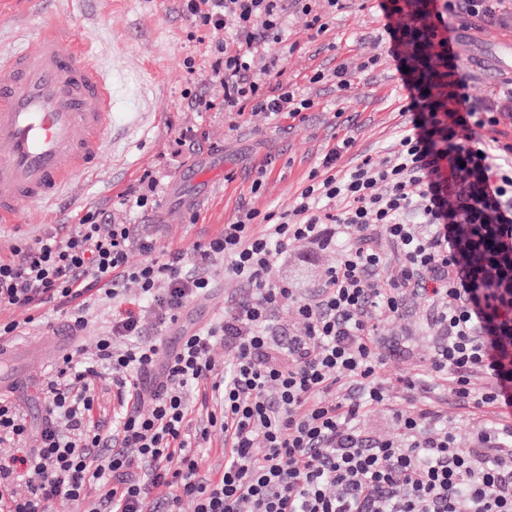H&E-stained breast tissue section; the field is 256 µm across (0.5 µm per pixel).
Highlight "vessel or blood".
<instances>
[{"instance_id":"b4317fda","label":"vessel or blood","mask_w":512,"mask_h":512,"mask_svg":"<svg viewBox=\"0 0 512 512\" xmlns=\"http://www.w3.org/2000/svg\"><path fill=\"white\" fill-rule=\"evenodd\" d=\"M116 86L90 45L55 29L0 51V223L25 203H56L98 170Z\"/></svg>"}]
</instances>
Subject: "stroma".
Here are the masks:
<instances>
[{
	"instance_id": "obj_1",
	"label": "stroma",
	"mask_w": 512,
	"mask_h": 512,
	"mask_svg": "<svg viewBox=\"0 0 512 512\" xmlns=\"http://www.w3.org/2000/svg\"><path fill=\"white\" fill-rule=\"evenodd\" d=\"M177 0H0V46L15 47L16 30L37 36L46 22L61 31L87 40L108 76L114 77L117 96L112 104V142L97 174L82 178L73 187V202L62 204L54 214L39 205L26 204L15 223L0 225V256L8 253L9 242L17 236H42L51 224H74L87 208L116 202L133 186L144 168H159L167 187L158 221L162 226L160 244L193 259L194 246L217 234L235 221L242 205L259 209L287 210L318 159L337 141L350 135L356 140L357 155L381 161L402 121L399 114L401 80L396 67L379 41L382 22L376 9L354 6L337 13L329 31L310 39L304 20L289 14V42L296 49L287 53L283 66L291 82L312 98L316 107L304 120L273 121L262 113L198 112L188 103L186 62L207 68L204 44L190 38L191 22L177 9ZM460 55L475 95L500 78L512 75V61L500 64L491 48L501 38L496 28L480 31L455 27ZM378 62L361 69L362 61ZM345 67L351 77L350 89H338L333 82L312 84L314 70ZM194 127L205 132L200 158L216 166L205 180L190 177L189 166L174 160L171 140L175 131ZM263 176L261 189H254L256 176ZM194 193L200 198L196 222L183 217L181 199ZM336 260L333 251L311 252L293 244L288 262L276 276L306 285ZM212 296L193 301L190 319L205 326L224 304L225 296L240 293L241 282L216 265ZM64 316L48 312L30 325L26 335L11 342L10 355L0 358V374L27 378L29 392L16 400L32 427L44 416L41 392L50 376L51 357L40 351L39 337H52ZM383 339L403 338L410 360H390L385 375L394 379L413 365L425 364L432 345L433 329L426 304H418L410 317L381 322Z\"/></svg>"
}]
</instances>
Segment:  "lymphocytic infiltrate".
<instances>
[{
  "label": "lymphocytic infiltrate",
  "instance_id": "lymphocytic-infiltrate-1",
  "mask_svg": "<svg viewBox=\"0 0 512 512\" xmlns=\"http://www.w3.org/2000/svg\"><path fill=\"white\" fill-rule=\"evenodd\" d=\"M346 0H179L208 40L200 112L299 118L314 103L273 52L289 12L313 36ZM384 31L403 68L406 123L382 162L341 160L339 139L308 174L292 209H242L195 246L160 249V181L144 170L130 191L133 224L91 207L79 224L17 238L0 257V337L45 310L81 329L96 297L112 325L92 357L58 358L43 392L33 451L25 414L0 393V512H512V76L474 96L448 46V22L512 32V0H382ZM299 244L336 262L296 287L272 276ZM144 260L133 265L131 252ZM245 283L206 326L182 320L212 290V268ZM138 295L128 298L126 288ZM426 302L429 370L486 421L459 448L421 376L385 378L386 318ZM296 321L285 327L282 310ZM22 310L25 322L11 319ZM177 330L165 347L161 336ZM223 345L225 360L213 350ZM110 391L112 419L98 417ZM383 406L399 423L384 439L365 426ZM220 433L224 469L198 474V451Z\"/></svg>",
  "mask_w": 512,
  "mask_h": 512
}]
</instances>
